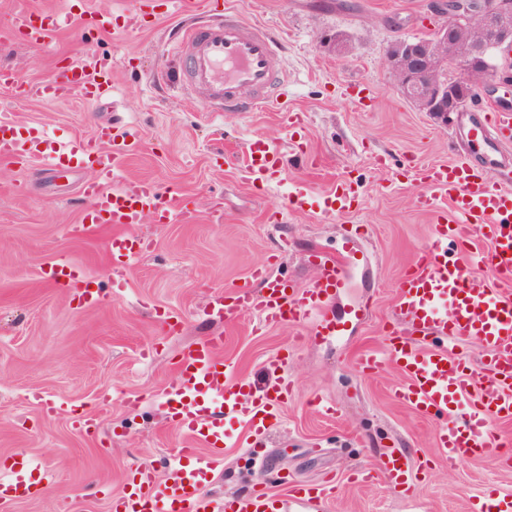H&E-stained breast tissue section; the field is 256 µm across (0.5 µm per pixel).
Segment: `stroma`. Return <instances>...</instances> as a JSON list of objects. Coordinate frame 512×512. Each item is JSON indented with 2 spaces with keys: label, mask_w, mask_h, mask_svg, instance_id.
<instances>
[{
  "label": "stroma",
  "mask_w": 512,
  "mask_h": 512,
  "mask_svg": "<svg viewBox=\"0 0 512 512\" xmlns=\"http://www.w3.org/2000/svg\"><path fill=\"white\" fill-rule=\"evenodd\" d=\"M431 3L209 0L194 9V20L230 10L272 33L290 78L283 99L304 117L289 127L273 110L207 111L206 91L179 80L183 56L169 40L175 17L89 0L106 28L75 20L39 46L23 41L16 17L63 13L68 0H0V66L32 83L52 79L71 60L112 73L111 102L79 91L61 101H19L0 86V114L83 138L100 126L135 127L140 145L127 176L186 196L195 211L190 224L150 217L137 225L151 249L117 269L106 251L112 225L82 222L90 202L81 187L92 169L0 161V467L24 455L54 473L46 488L0 512H112L113 496L137 469L164 474L182 437L165 421L161 394L181 354L215 335L241 380L262 387L284 376L297 394L269 431L266 460L247 453L246 431L224 446L223 465L206 487L213 501L332 475L340 483L324 512H469L488 489L512 494L505 460L470 458L452 468L439 459L434 421L393 396L402 381L394 368L366 377L355 367L361 353L384 345L397 318L398 283L430 239L431 219L416 207L424 167L472 155L463 117L444 123L419 111L382 67L395 39L428 34ZM339 31L350 38L342 56L320 43ZM354 84L366 89L362 101L350 97ZM256 135L283 159L279 182L240 178L243 147ZM387 154L395 167L377 168L376 158ZM342 175L362 186L351 209L286 210L290 182L319 194ZM320 261L346 271L347 286L332 304L340 336L315 338L306 322L261 328L248 315L227 327L206 314L216 293L255 288L254 266L301 285ZM54 262L97 282L101 303L87 307L69 289L45 283L41 272ZM314 397L334 402L335 415L312 407ZM389 448L410 455L413 493L389 480L351 481L356 466L377 465Z\"/></svg>",
  "instance_id": "35a3bbf8"
}]
</instances>
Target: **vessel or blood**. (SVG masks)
<instances>
[{
	"instance_id": "1",
	"label": "vessel or blood",
	"mask_w": 512,
	"mask_h": 512,
	"mask_svg": "<svg viewBox=\"0 0 512 512\" xmlns=\"http://www.w3.org/2000/svg\"><path fill=\"white\" fill-rule=\"evenodd\" d=\"M30 43H47L57 26L55 16L38 24L32 15L16 20ZM179 48L188 53V83L206 88L209 111L244 107L262 111L276 106L278 90L287 77L278 69L272 39L262 28L226 15L223 22L181 31ZM0 84L9 85L22 98L63 99L80 91L95 99L112 94V79L88 64H71L52 80L30 83L9 69L0 70ZM512 130V112L484 109L470 118L481 163L459 159L433 166L426 173V188L416 204L434 224L425 249L418 252L403 275L397 293L400 326L394 327L383 350H369L357 359L363 375L383 366L394 367L403 382L394 397L415 411L436 418V446L448 464L460 458L488 456L502 445L495 424L512 419V188L497 184L490 175L497 145L492 130ZM139 134L127 127H102L88 138L49 135L40 129L21 130L15 120L0 115V160L38 157L56 170L88 165L97 173L87 184L91 206L85 220L117 226L109 249L112 264L125 267L142 257L147 242L132 233L144 217L160 223H191L194 211L177 193L162 192L156 182L123 176L126 158L136 149ZM241 177L249 183L267 184L279 178L281 156L268 142L255 137L246 142ZM361 186L347 178L337 179L331 189L313 197L308 184L295 185L285 199L290 211L316 205L333 215L349 209ZM486 225L491 249L481 253L476 238L478 225ZM472 257L463 265L460 255ZM494 270L497 281L489 283L480 265ZM251 276L261 291L238 289L232 301L211 299L210 319L227 324L240 315L256 318L259 326L273 327L285 321L311 320L312 335L332 336L339 326L330 316V303L346 285L342 265L322 263L317 274L297 288L274 278L267 267H254ZM46 281L80 292L86 306H97L100 293L93 282L64 264L44 270ZM422 336L448 341L436 352L419 344ZM474 340L485 351L479 367L456 354L458 343ZM176 376L164 389L169 425L182 441L164 476L141 468L122 492L112 499V512H220L203 489L217 463L216 450L231 440L229 424L254 433L278 420L285 402L293 396L290 382H278L255 394L238 381L235 363L224 355V339L212 336L184 353L175 364ZM404 451L392 450L379 467L362 468L357 479L373 483L408 475ZM46 469H34L28 460L6 467L0 475V503L30 492L48 482ZM330 490L314 484H294L282 494H258L237 501L236 512H260L261 508L298 505L303 512H318L330 498ZM470 512H512V494L485 492Z\"/></svg>"
}]
</instances>
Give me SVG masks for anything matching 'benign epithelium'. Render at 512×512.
I'll return each mask as SVG.
<instances>
[{"label":"benign epithelium","instance_id":"7a95c632","mask_svg":"<svg viewBox=\"0 0 512 512\" xmlns=\"http://www.w3.org/2000/svg\"><path fill=\"white\" fill-rule=\"evenodd\" d=\"M433 14L438 22L426 37L400 38L385 54L383 68L402 96L445 123L448 114L467 111L484 94L502 88L507 101L512 62L492 67L487 56L512 49V0H435ZM322 44L340 54L349 38L338 32Z\"/></svg>","mask_w":512,"mask_h":512}]
</instances>
